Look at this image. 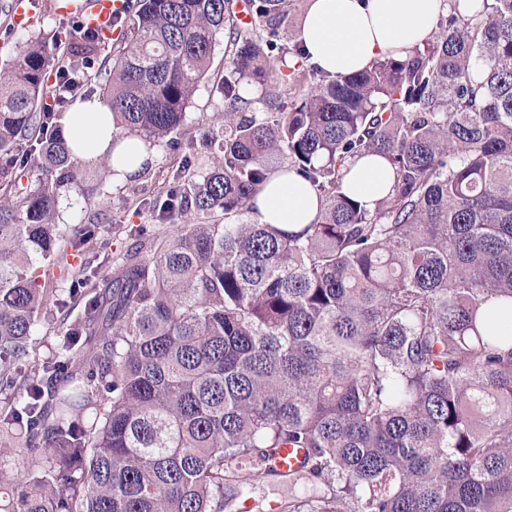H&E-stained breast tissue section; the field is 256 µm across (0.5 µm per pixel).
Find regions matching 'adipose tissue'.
I'll list each match as a JSON object with an SVG mask.
<instances>
[{
    "label": "adipose tissue",
    "instance_id": "1",
    "mask_svg": "<svg viewBox=\"0 0 512 512\" xmlns=\"http://www.w3.org/2000/svg\"><path fill=\"white\" fill-rule=\"evenodd\" d=\"M448 0H309L297 40L309 60L333 75H349L382 55L406 57L426 41ZM63 133L75 159L108 157L113 183L134 177L153 152L137 137L112 141V112L97 99H76L64 118ZM392 173L378 156L356 160L345 187L362 205L373 207ZM319 199L296 172H279L262 185L252 219L258 224L296 227L317 221Z\"/></svg>",
    "mask_w": 512,
    "mask_h": 512
}]
</instances>
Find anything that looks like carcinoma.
Returning <instances> with one entry per match:
<instances>
[{"instance_id": "cac0c4a2", "label": "carcinoma", "mask_w": 512, "mask_h": 512, "mask_svg": "<svg viewBox=\"0 0 512 512\" xmlns=\"http://www.w3.org/2000/svg\"><path fill=\"white\" fill-rule=\"evenodd\" d=\"M133 0L101 71L113 141L183 125L227 32L224 166L179 171L153 202L195 224L128 251L54 353L24 368L52 323L46 272L97 232L62 237L57 190L75 159L42 110L56 70L95 63L100 38L38 32L0 71V157L38 153L27 186L3 167L0 512H225L273 448L304 450L282 512H512V0L453 7L404 59L320 73L283 42L288 0ZM256 85L258 97L245 96ZM386 160L369 209L350 164ZM303 175L317 223L246 220L271 174Z\"/></svg>"}]
</instances>
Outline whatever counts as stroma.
<instances>
[{
    "mask_svg": "<svg viewBox=\"0 0 512 512\" xmlns=\"http://www.w3.org/2000/svg\"><path fill=\"white\" fill-rule=\"evenodd\" d=\"M33 2L34 20L27 27L13 24L10 14L0 12V58L5 53L16 52L33 30L71 28L70 17L55 14L48 5L49 0ZM226 45V35H219L210 75L197 88L185 113L184 143L176 145L165 139L155 142L153 160L145 173L124 184H113L111 168L106 159L100 158L90 164L98 173L96 181L59 187L57 222L61 231L93 219L99 224L95 237L84 245L85 251L95 257L88 287L115 275V260L120 253L149 246L155 238L171 237L183 230L184 219H160L149 198L172 186L177 171L203 175L219 164V155L205 148L202 140L209 128L224 123L219 86L224 76Z\"/></svg>",
    "mask_w": 512,
    "mask_h": 512,
    "instance_id": "35a3bbf8",
    "label": "stroma"
}]
</instances>
